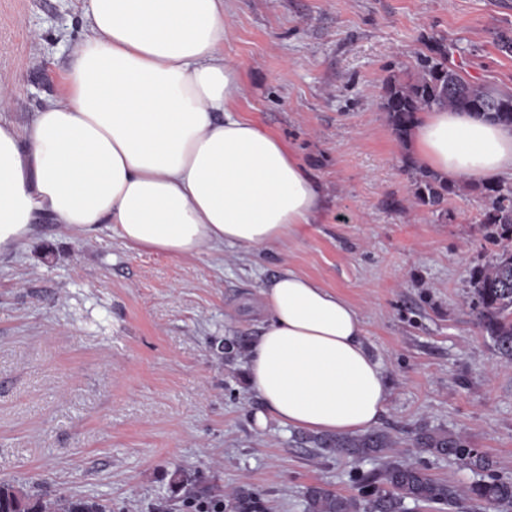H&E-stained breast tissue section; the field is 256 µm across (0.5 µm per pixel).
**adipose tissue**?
Wrapping results in <instances>:
<instances>
[{
    "label": "adipose tissue",
    "instance_id": "ef3b65f1",
    "mask_svg": "<svg viewBox=\"0 0 512 512\" xmlns=\"http://www.w3.org/2000/svg\"><path fill=\"white\" fill-rule=\"evenodd\" d=\"M90 32L27 136L0 122V258L40 220L108 228L173 258L225 246L261 251L296 239L323 189L277 135L243 116L244 86L224 55L231 0H86ZM412 149L443 179L512 173V127L474 113H420ZM267 316L247 379L270 417L357 435L387 403L386 376L356 308L285 271L263 285Z\"/></svg>",
    "mask_w": 512,
    "mask_h": 512
}]
</instances>
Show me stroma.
I'll use <instances>...</instances> for the list:
<instances>
[{
    "label": "stroma",
    "instance_id": "obj_1",
    "mask_svg": "<svg viewBox=\"0 0 512 512\" xmlns=\"http://www.w3.org/2000/svg\"><path fill=\"white\" fill-rule=\"evenodd\" d=\"M224 55L247 117L280 136L324 190L291 244L172 258L111 230L50 220L0 260V482L111 512H190L181 478L213 494L246 485L266 512H306L319 484L356 494L376 460L322 457L268 420L245 357L264 317L261 284L284 271L357 309L390 390L379 427L390 456L454 484L475 475L415 446L423 430L463 437L512 476V363L471 309L473 276L497 251L478 192L412 201L410 156L389 125L388 79H408L428 40L455 47L472 83L512 89V0H232ZM89 33L83 0H0V121L26 129L64 90Z\"/></svg>",
    "mask_w": 512,
    "mask_h": 512
}]
</instances>
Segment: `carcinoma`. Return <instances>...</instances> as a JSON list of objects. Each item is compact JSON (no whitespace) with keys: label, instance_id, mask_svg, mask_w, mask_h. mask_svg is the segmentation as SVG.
Listing matches in <instances>:
<instances>
[{"label":"carcinoma","instance_id":"cac0c4a2","mask_svg":"<svg viewBox=\"0 0 512 512\" xmlns=\"http://www.w3.org/2000/svg\"><path fill=\"white\" fill-rule=\"evenodd\" d=\"M428 53L417 59L414 76L406 81L391 80L384 88L382 110L399 138L413 128L418 114L433 109L469 110L487 119L512 125V91L489 90L464 79L449 62L451 48L441 39L427 45ZM412 195L424 205H439L457 185L442 181L435 173L415 163ZM487 199L481 223L488 238L501 244L494 260L482 268L473 288V308L482 326L492 336L497 350L512 361V187L502 182L472 183ZM309 442L324 452L355 461L387 457L394 441L382 430L355 438L326 435ZM418 445L465 467L480 479L469 485L450 484L427 472L417 462L387 461L379 473H356L358 494L344 495L319 485L305 491L307 512H404L406 502L416 505H448L457 512H472L484 505L498 512H512V477L497 473L494 461L485 453L453 435L426 432ZM262 501L260 494L240 487L230 495L232 512H252ZM0 512H107L90 501L60 497L46 500L11 485L0 486Z\"/></svg>","mask_w":512,"mask_h":512}]
</instances>
